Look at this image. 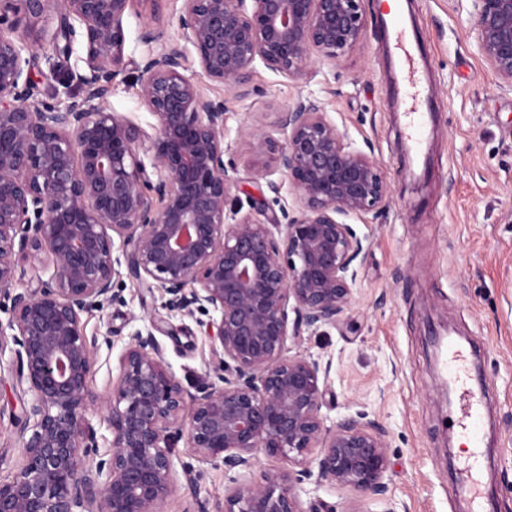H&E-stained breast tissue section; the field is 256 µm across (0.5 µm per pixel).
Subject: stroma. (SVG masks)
<instances>
[{
	"label": "stroma",
	"instance_id": "stroma-1",
	"mask_svg": "<svg viewBox=\"0 0 512 512\" xmlns=\"http://www.w3.org/2000/svg\"><path fill=\"white\" fill-rule=\"evenodd\" d=\"M468 0H407L405 20L429 65L421 80L431 87L438 114L427 147V175L412 173L407 114L393 107L394 56L387 0H368L362 44L337 66L320 65L310 81L292 80L257 66L248 95L238 97L211 82V96L224 99V163L242 204L270 198L269 181L286 183L275 157H255L241 144L244 130L258 128L283 141L278 117L299 95L317 96L328 118L355 141L370 145L388 176L387 212L365 224L354 300L342 322L289 340L291 353L331 364L322 414L326 426L366 416L387 431L388 495L399 512H472L458 473L478 467V491L494 500L493 512H512V90L498 87L470 31ZM68 72L51 71L52 47L31 70L34 95L66 104L82 95L85 44L72 40ZM109 111L143 128L156 119L141 104L131 69L114 80ZM123 303L86 314L87 334L99 339L92 389L106 397L118 373V357L137 328L157 321L156 338L174 375L193 388L208 372L213 341L196 318L162 308L159 289L132 281ZM477 340L472 367L484 393L483 455L473 461L460 432L449 425L453 409L441 401L431 339L441 333ZM11 344L0 347V478L21 464L19 429L25 396L16 385ZM176 463L190 464L198 498L223 499L224 468L191 457L185 442ZM310 496L335 512H372L373 502L354 490L325 483L303 484Z\"/></svg>",
	"mask_w": 512,
	"mask_h": 512
}]
</instances>
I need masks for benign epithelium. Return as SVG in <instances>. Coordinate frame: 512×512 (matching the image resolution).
<instances>
[{"instance_id":"obj_1","label":"benign epithelium","mask_w":512,"mask_h":512,"mask_svg":"<svg viewBox=\"0 0 512 512\" xmlns=\"http://www.w3.org/2000/svg\"><path fill=\"white\" fill-rule=\"evenodd\" d=\"M133 2L0 0V298L17 382L30 394L22 464L0 481V512H165L180 494L192 512H333L301 499L298 485L314 475L395 512L383 428L353 417L325 426L331 363L287 354L290 339L337 325L351 305L368 246L345 219L389 207L387 175L317 98L300 96L278 118L284 143L244 133L247 152L276 154L291 202L270 180L281 218L263 206L241 216L224 164L225 103L183 73L192 48L203 74L239 96L258 62L310 80L315 60L334 66L362 43L365 0H182L176 36L159 24L140 34L150 132L104 107L127 66ZM469 2L479 54L512 88V0ZM76 22L85 94L63 107L40 102L25 68L47 44L70 57ZM28 260L53 274L16 291ZM122 266L160 289L168 311L209 317L213 359L192 393L170 370L156 324L133 331L100 419L111 435L102 448L87 417L99 344L83 316L120 299ZM8 338L0 331V346ZM183 437L193 456L224 466V500L198 499L190 466L177 472L172 448ZM261 453L288 468L254 478Z\"/></svg>"}]
</instances>
